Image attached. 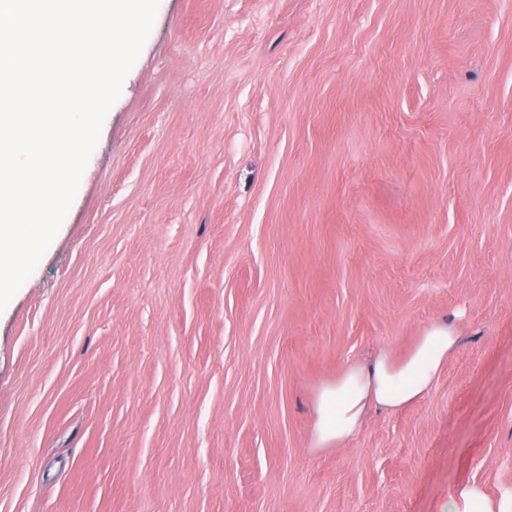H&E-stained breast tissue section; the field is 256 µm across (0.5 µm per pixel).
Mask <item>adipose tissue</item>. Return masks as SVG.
<instances>
[{"label":"adipose tissue","mask_w":512,"mask_h":512,"mask_svg":"<svg viewBox=\"0 0 512 512\" xmlns=\"http://www.w3.org/2000/svg\"><path fill=\"white\" fill-rule=\"evenodd\" d=\"M458 341L453 327L436 322L423 329L402 357L383 351L370 364L347 366L317 395L316 446H340L353 438L370 407L395 411L422 400ZM447 512H512V496L494 499L481 484L463 483L450 494Z\"/></svg>","instance_id":"ef3b65f1"}]
</instances>
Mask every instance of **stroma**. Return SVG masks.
<instances>
[{
    "instance_id": "35a3bbf8",
    "label": "stroma",
    "mask_w": 512,
    "mask_h": 512,
    "mask_svg": "<svg viewBox=\"0 0 512 512\" xmlns=\"http://www.w3.org/2000/svg\"><path fill=\"white\" fill-rule=\"evenodd\" d=\"M459 343L312 445L349 364ZM512 494V0H162L0 312V512H441ZM448 512H510L512 496L491 498L475 481L458 485L448 497ZM444 511V512H447Z\"/></svg>"
}]
</instances>
